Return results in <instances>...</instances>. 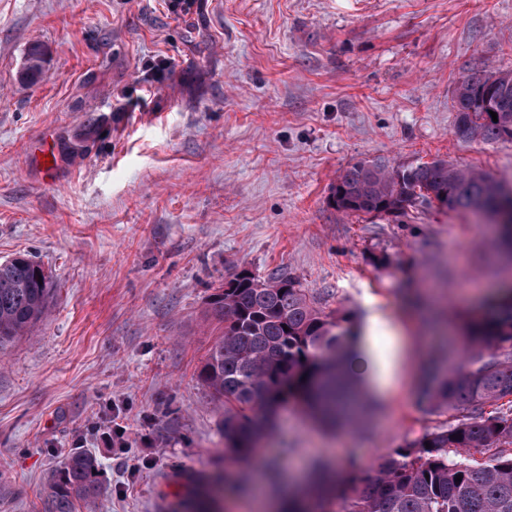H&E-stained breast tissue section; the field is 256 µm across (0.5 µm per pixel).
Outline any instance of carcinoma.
Wrapping results in <instances>:
<instances>
[{"label":"carcinoma","mask_w":512,"mask_h":512,"mask_svg":"<svg viewBox=\"0 0 512 512\" xmlns=\"http://www.w3.org/2000/svg\"><path fill=\"white\" fill-rule=\"evenodd\" d=\"M42 71L43 51L32 46L20 79L33 84ZM453 108L460 139L511 142L512 70L461 77ZM98 130L95 122L86 125L79 142L63 145L62 152L83 154V142ZM330 200L359 216H406L411 208L436 207V200L440 211L480 212L498 224L512 256V184L479 169L445 159L407 166L385 158L359 161L337 175ZM53 292L50 274L31 258L0 261V351L43 319ZM211 311L224 332L198 378L224 405V453L235 464H249L276 408L291 399L325 425L361 424L365 404L352 368L350 320L317 308L297 278L256 275L220 290ZM465 336L458 367L434 372L418 390L421 409L454 421L392 449L373 475H359L353 458L312 461L313 480L288 497V512H512L511 279L480 304L479 316L465 323ZM476 453L490 457L479 463L470 459ZM98 471L95 456L71 452L48 487L45 512H73L74 500L100 494Z\"/></svg>","instance_id":"obj_1"}]
</instances>
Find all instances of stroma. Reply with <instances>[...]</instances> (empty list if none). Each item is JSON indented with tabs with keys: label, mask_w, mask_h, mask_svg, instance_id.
<instances>
[{
	"label": "stroma",
	"mask_w": 512,
	"mask_h": 512,
	"mask_svg": "<svg viewBox=\"0 0 512 512\" xmlns=\"http://www.w3.org/2000/svg\"><path fill=\"white\" fill-rule=\"evenodd\" d=\"M35 44L44 78L27 85ZM473 69L512 70V0H0V260L29 255L54 284L44 320L0 351V512H44L78 448L103 489L76 512L208 497L260 512L252 492L203 483L225 469L222 410L198 379L220 333L210 302L242 267L292 274L324 311L378 314L410 338L360 431L291 401L254 460L280 458L287 476L321 456L369 470L435 426L416 370L462 348L496 228L435 209L348 215L330 186L379 157L512 182V142L455 133L453 91ZM100 115L112 122L84 167L65 157L43 175L34 142L73 140ZM116 419L122 451L101 437Z\"/></svg>",
	"instance_id": "1"
}]
</instances>
